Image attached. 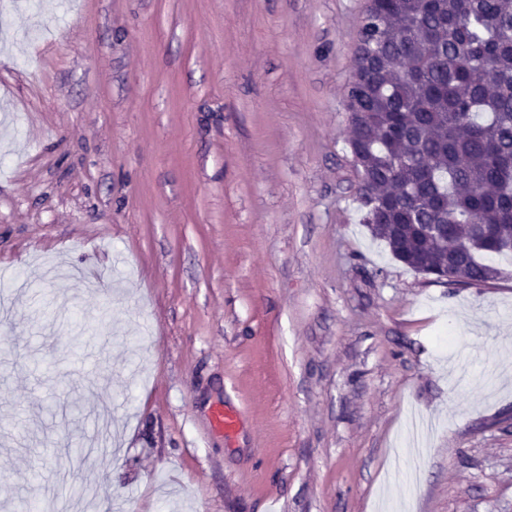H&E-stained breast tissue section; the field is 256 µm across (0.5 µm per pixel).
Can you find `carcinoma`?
Returning a JSON list of instances; mask_svg holds the SVG:
<instances>
[{"mask_svg":"<svg viewBox=\"0 0 512 512\" xmlns=\"http://www.w3.org/2000/svg\"><path fill=\"white\" fill-rule=\"evenodd\" d=\"M354 72L371 235L418 273L493 279L484 258L512 243V0H368Z\"/></svg>","mask_w":512,"mask_h":512,"instance_id":"obj_1","label":"carcinoma"}]
</instances>
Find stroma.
I'll return each instance as SVG.
<instances>
[{
  "mask_svg": "<svg viewBox=\"0 0 512 512\" xmlns=\"http://www.w3.org/2000/svg\"><path fill=\"white\" fill-rule=\"evenodd\" d=\"M366 6L0 0V512H512V255L368 231Z\"/></svg>",
  "mask_w": 512,
  "mask_h": 512,
  "instance_id": "obj_1",
  "label": "stroma"
}]
</instances>
